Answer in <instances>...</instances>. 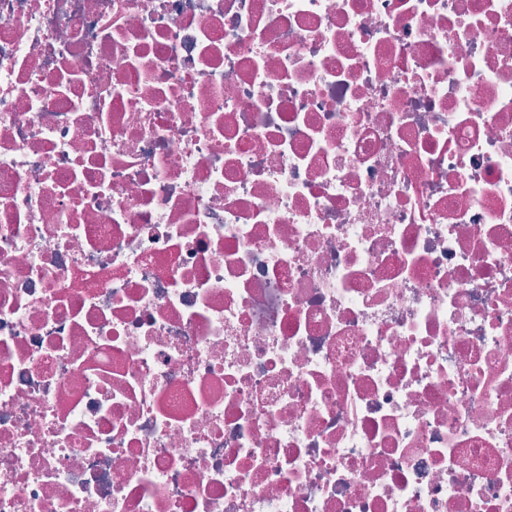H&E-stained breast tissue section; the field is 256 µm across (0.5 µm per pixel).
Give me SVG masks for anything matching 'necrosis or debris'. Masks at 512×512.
I'll list each match as a JSON object with an SVG mask.
<instances>
[{"label": "necrosis or debris", "mask_w": 512, "mask_h": 512, "mask_svg": "<svg viewBox=\"0 0 512 512\" xmlns=\"http://www.w3.org/2000/svg\"><path fill=\"white\" fill-rule=\"evenodd\" d=\"M0 512H512V0H0Z\"/></svg>", "instance_id": "obj_1"}]
</instances>
